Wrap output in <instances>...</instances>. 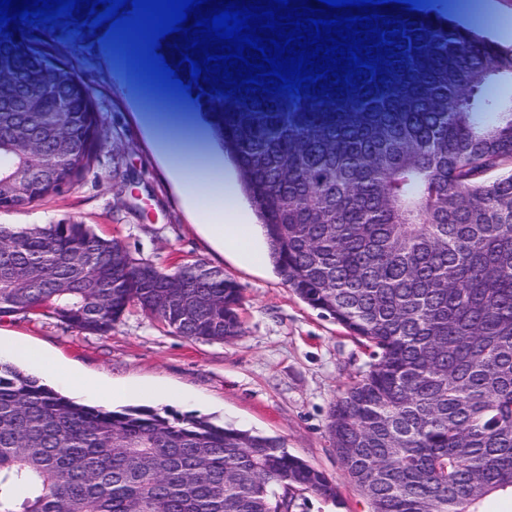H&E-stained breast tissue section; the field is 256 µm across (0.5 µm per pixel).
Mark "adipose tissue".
Instances as JSON below:
<instances>
[{
	"instance_id": "ef3b65f1",
	"label": "adipose tissue",
	"mask_w": 512,
	"mask_h": 512,
	"mask_svg": "<svg viewBox=\"0 0 512 512\" xmlns=\"http://www.w3.org/2000/svg\"><path fill=\"white\" fill-rule=\"evenodd\" d=\"M147 118L157 144L171 163L187 204L195 211L211 240L242 260L257 263L261 256L252 245V229L244 224L237 211L234 191L224 174V163L214 153L201 126L185 115L159 118L148 113ZM230 223H223V216ZM56 381L79 395L95 394L106 400H123L151 394L157 399L169 398L164 388L144 390L138 386L103 385L85 382L68 373H59Z\"/></svg>"
}]
</instances>
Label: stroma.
<instances>
[{
    "label": "stroma",
    "instance_id": "stroma-1",
    "mask_svg": "<svg viewBox=\"0 0 512 512\" xmlns=\"http://www.w3.org/2000/svg\"><path fill=\"white\" fill-rule=\"evenodd\" d=\"M48 34L92 92L105 136L80 180L27 208L0 211V224L78 222L166 269L193 260L221 268L242 290L243 333L222 343L189 340L135 309L102 336L21 315L1 319L0 333L42 348L91 381L170 389L172 399L138 401L161 415L203 417L280 438L337 485L333 499L303 493L297 512H370L345 479L327 429L333 404L367 370L369 350L300 300L270 259L246 264L205 238L142 123L143 103L131 88L143 79L138 71L116 70L120 52L104 41L103 29L73 34L59 24Z\"/></svg>",
    "mask_w": 512,
    "mask_h": 512
}]
</instances>
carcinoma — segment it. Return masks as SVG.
<instances>
[{"label": "carcinoma", "mask_w": 512, "mask_h": 512, "mask_svg": "<svg viewBox=\"0 0 512 512\" xmlns=\"http://www.w3.org/2000/svg\"><path fill=\"white\" fill-rule=\"evenodd\" d=\"M329 91L224 98L192 84L276 273L371 349L330 412L372 512H480L512 494V46L440 14ZM420 15V19L413 15ZM47 31L0 32V98L79 80ZM86 86L0 111V205L60 194L96 159ZM130 306L191 340L242 332L241 291L203 261L166 271L84 224L0 225V318L105 335ZM336 484L273 436L69 398L0 362V512H294Z\"/></svg>", "instance_id": "carcinoma-1"}]
</instances>
